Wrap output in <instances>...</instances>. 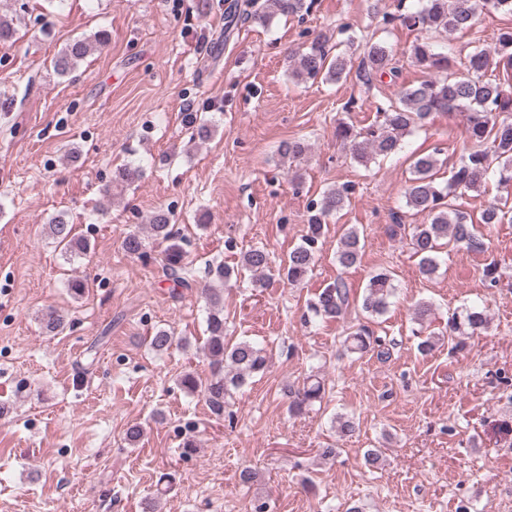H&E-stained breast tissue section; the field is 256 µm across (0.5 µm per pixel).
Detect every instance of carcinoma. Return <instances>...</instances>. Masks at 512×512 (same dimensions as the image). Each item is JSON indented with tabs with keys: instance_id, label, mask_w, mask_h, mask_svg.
Segmentation results:
<instances>
[{
	"instance_id": "1",
	"label": "carcinoma",
	"mask_w": 512,
	"mask_h": 512,
	"mask_svg": "<svg viewBox=\"0 0 512 512\" xmlns=\"http://www.w3.org/2000/svg\"><path fill=\"white\" fill-rule=\"evenodd\" d=\"M419 5L408 0H396V13L390 21L399 22L409 30H421L438 35H452L471 29L479 12L487 8L512 14V0H418ZM313 0H268V12L262 15L267 21L275 15L302 16L310 12ZM108 35L99 31L91 37H78L70 41L53 59L54 71L62 76L70 75L87 56L105 45ZM410 55L427 73L417 84L401 89L396 102L379 109L380 120L365 129L341 122L336 127V138L348 149L351 158L360 165H367L377 157H388L400 150L403 139L414 129L420 128L437 112L459 111L466 117L465 142L459 161L442 181L438 171L442 166L440 151L415 157L410 164V177L404 192L405 206L426 216L422 224L404 225L395 218L391 235H404L412 253L419 258V273L430 279L437 272L439 253L443 246H454L468 251L484 252L488 249L482 228L512 221V216L497 203L489 204L476 223L469 214L457 209L452 200L467 192H479L490 175V155L499 160L498 185L512 188V87L485 78L492 56L504 70L512 68V29L496 36L493 51L475 49L462 62V68L445 77L437 73L448 70V56L437 53L428 40H418ZM394 55L388 45L380 41L367 42L359 51L332 55L328 40L313 37L308 44L292 54L289 60V77L298 85L321 79L337 82L350 74L369 86L377 76H397ZM184 122L197 132L199 139L211 136V127L200 122L198 113H184ZM308 146L294 140L283 144L282 154L293 162L302 160ZM354 194V186L345 183L330 188L307 209V232L303 242L292 249L282 271L291 285L300 284L315 264L319 244L325 239L327 219L344 209ZM151 236L170 242L166 254V270L173 282L183 288L191 287L182 276V251L173 240L178 238L171 225L170 215L164 211L155 213L149 221ZM49 235L56 247L64 253L87 254L88 242L74 233L73 225L66 216L59 214L48 224ZM145 239L131 233L123 240L126 253L139 258L147 257ZM363 245L357 227L344 229L336 249V263L342 268L356 266L361 259ZM269 253L252 248L243 253L236 270L219 266L212 271L214 278L224 282L232 276L250 274L253 287L264 286V276L269 269ZM393 277L388 272L373 275L362 297V310L372 318L382 315L395 295ZM204 347L212 359L213 371L206 383L199 382L188 373L180 379V385L190 393L201 392L216 414L224 412L227 399L249 384L264 371L268 357L266 350L248 340L229 344L224 340L223 291L208 288ZM352 303L349 288L338 280L323 288L314 299L307 302L304 323L336 321L344 317ZM432 314V305L426 301L416 303L413 320L419 325L417 333ZM42 328L48 333H58L66 328L67 320L55 309H47L39 317ZM488 328L485 310L467 307L448 317V335L472 336ZM344 348L350 353H372L385 361L391 357L389 343L375 335L369 321H359L347 329ZM292 401L290 411L303 409L322 402L325 382L317 375L308 376L302 386L289 390Z\"/></svg>"
}]
</instances>
